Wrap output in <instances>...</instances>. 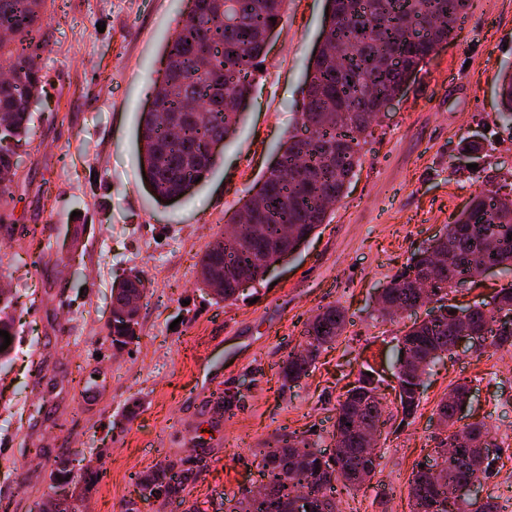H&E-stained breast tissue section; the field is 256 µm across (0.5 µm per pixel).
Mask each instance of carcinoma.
<instances>
[{
  "instance_id": "1",
  "label": "carcinoma",
  "mask_w": 512,
  "mask_h": 512,
  "mask_svg": "<svg viewBox=\"0 0 512 512\" xmlns=\"http://www.w3.org/2000/svg\"><path fill=\"white\" fill-rule=\"evenodd\" d=\"M47 0H0V66L9 76L0 79V125L8 127L9 146L0 145V204L8 203L17 171L12 157L31 142L34 106L45 83L42 61L49 44L42 33ZM198 10L178 22L166 46L168 74L148 87L153 108L141 113L139 163L154 199L165 203L191 193L221 160L210 149L241 123L246 94L257 67L264 61L259 40L262 30L279 25L288 0H198ZM470 0H328L322 31L330 32L327 52L311 59L305 82L301 126L311 130L310 142L290 134L276 160L268 167L259 188L243 199L241 213L254 231L221 234L209 243L200 262V284L209 288L217 270H224V288L217 297L234 299L231 280L248 276L257 284L286 248L297 250L328 222V209L345 194L361 166V151L378 125V94H399L416 76L426 59L418 48L456 33ZM420 18L416 28L403 18ZM276 21H271V18ZM496 264L512 270V197L489 190L470 199L443 234L435 252L422 247L410 263L395 273L384 289L382 315L394 317L417 307L432 296L444 303L457 279L480 277V267ZM433 268L440 286L421 294L411 278ZM145 284L133 273L120 281L112 305L121 308L132 297L144 298ZM512 284L502 288L492 306L471 308L472 322L488 330L490 345L512 348ZM345 325V313L328 307L304 325V348L292 351L283 362L284 383L306 375L318 352L336 342ZM460 327L442 314L422 324H412L402 336L411 376L449 353ZM382 397L371 376L361 375L347 391L336 411V447L343 449L338 475L311 472L299 479L290 475L288 463L297 450L291 439L278 435L262 451V474L269 497L237 501V512H289L292 495L303 492L315 503L314 512H337L335 483L346 489L366 484L365 475L377 467L374 444L354 428L360 420L380 426ZM459 448L442 456V482L434 483L419 469L412 478V512H435L438 498L446 501L442 512H498L489 501L464 500L457 509L455 486L465 478ZM182 462L165 458L141 479V485L176 496L186 479ZM68 492L58 512H75L74 501L96 486L98 477L79 470L67 471Z\"/></svg>"
}]
</instances>
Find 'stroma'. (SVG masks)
<instances>
[{"instance_id": "stroma-1", "label": "stroma", "mask_w": 512, "mask_h": 512, "mask_svg": "<svg viewBox=\"0 0 512 512\" xmlns=\"http://www.w3.org/2000/svg\"><path fill=\"white\" fill-rule=\"evenodd\" d=\"M189 7L48 5V82L0 223V289L15 308L0 350V512H41L47 475L63 459L103 473L82 512H121L130 499L139 512H231L241 491L261 486L260 452L272 436L333 448L336 408L363 372L386 396L379 465L360 491L337 490L341 512H410L413 475L433 464L444 437L437 406L463 383L465 422L487 423L501 449L479 497L512 512V350L453 349L428 368L404 426L392 397L399 338L438 305L393 322L376 305L415 250L512 173V127L498 108V76L512 69V0H471L457 34L365 145L329 223L231 304L199 288V260L298 132L327 4L290 0L222 165L192 194L159 205L144 184L138 125ZM475 133L486 153L477 178L448 165ZM20 224L35 238L19 237ZM135 272L146 286L138 338L118 351L107 329L112 286ZM329 305L346 312L342 336L284 384L280 367L299 349L304 322ZM167 457L183 461L191 481L172 500L140 499L138 474Z\"/></svg>"}]
</instances>
